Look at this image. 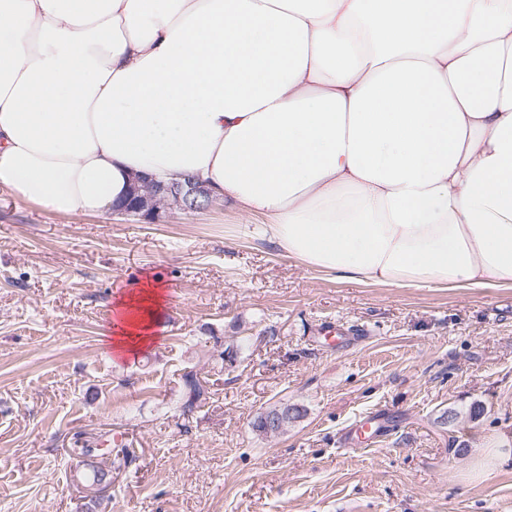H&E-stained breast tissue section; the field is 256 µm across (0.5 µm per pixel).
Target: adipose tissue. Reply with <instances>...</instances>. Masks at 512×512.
I'll return each instance as SVG.
<instances>
[{
	"mask_svg": "<svg viewBox=\"0 0 512 512\" xmlns=\"http://www.w3.org/2000/svg\"><path fill=\"white\" fill-rule=\"evenodd\" d=\"M203 182L396 288H512V0H0V187L61 214ZM159 284L115 304L148 347Z\"/></svg>",
	"mask_w": 512,
	"mask_h": 512,
	"instance_id": "1",
	"label": "adipose tissue"
}]
</instances>
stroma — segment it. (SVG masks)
<instances>
[{"label":"stroma","mask_w":512,"mask_h":512,"mask_svg":"<svg viewBox=\"0 0 512 512\" xmlns=\"http://www.w3.org/2000/svg\"><path fill=\"white\" fill-rule=\"evenodd\" d=\"M247 222L221 200L148 223L0 190V512H512V461L472 473L512 437V288L358 284ZM152 278L157 340L116 357L113 305ZM190 371L209 397L187 410ZM281 406L300 418L257 431ZM106 440L135 459L95 458L99 491L71 451ZM300 416V411L297 408H292L288 406L280 407V408H273L271 410L266 411L265 413L260 414L257 417V420L255 422V428L263 433H269L265 426V421L269 418H279L281 419V425L277 430H273L270 433H275L279 431L280 429L285 426V424H288L291 420L297 419ZM504 442L496 438L485 440L484 446L480 448V460L475 469L477 477H483L490 474L497 466L509 459L510 448L501 447Z\"/></svg>","instance_id":"stroma-1"}]
</instances>
